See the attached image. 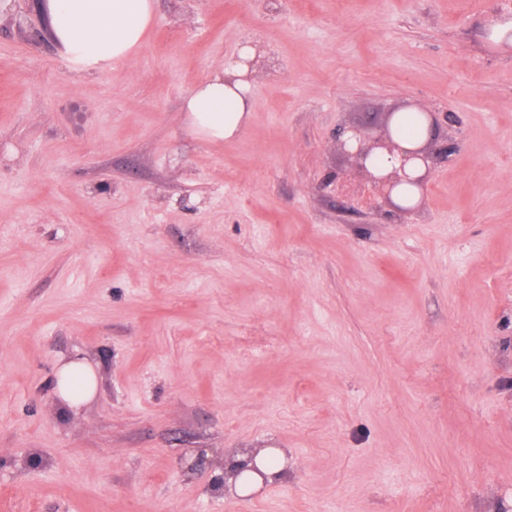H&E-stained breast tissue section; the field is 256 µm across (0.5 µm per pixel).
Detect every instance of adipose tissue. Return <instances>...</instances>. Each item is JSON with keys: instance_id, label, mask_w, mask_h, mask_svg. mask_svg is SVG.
I'll list each match as a JSON object with an SVG mask.
<instances>
[{"instance_id": "adipose-tissue-1", "label": "adipose tissue", "mask_w": 512, "mask_h": 512, "mask_svg": "<svg viewBox=\"0 0 512 512\" xmlns=\"http://www.w3.org/2000/svg\"><path fill=\"white\" fill-rule=\"evenodd\" d=\"M52 38L64 61L79 72H101L132 59L143 45L154 15V0H45ZM253 47L207 76L185 97L182 110L197 137L232 139L245 128L252 101L249 63ZM98 376L88 364H62L57 388L62 403L77 409L97 393Z\"/></svg>"}]
</instances>
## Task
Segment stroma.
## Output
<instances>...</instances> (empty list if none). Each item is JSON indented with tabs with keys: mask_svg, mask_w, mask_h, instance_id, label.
Returning <instances> with one entry per match:
<instances>
[{
	"mask_svg": "<svg viewBox=\"0 0 512 512\" xmlns=\"http://www.w3.org/2000/svg\"><path fill=\"white\" fill-rule=\"evenodd\" d=\"M505 17L156 0L133 59L80 74L39 0H8L0 512H512V46L484 40ZM243 43L249 123L201 140L182 102ZM417 103L447 151L406 215L336 134ZM71 358L99 380L77 410ZM248 448L285 478L214 495ZM57 388L62 403L75 410L89 402L98 391V376L88 364L68 362L61 365Z\"/></svg>",
	"mask_w": 512,
	"mask_h": 512,
	"instance_id": "35a3bbf8",
	"label": "stroma"
}]
</instances>
